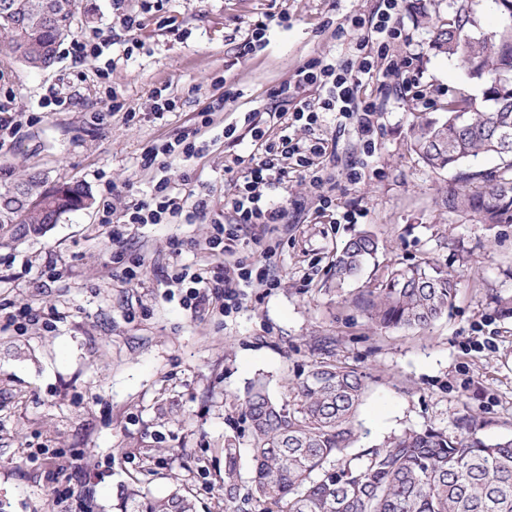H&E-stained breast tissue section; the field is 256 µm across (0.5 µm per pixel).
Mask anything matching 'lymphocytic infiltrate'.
Masks as SVG:
<instances>
[{
  "mask_svg": "<svg viewBox=\"0 0 512 512\" xmlns=\"http://www.w3.org/2000/svg\"><path fill=\"white\" fill-rule=\"evenodd\" d=\"M399 0H381L378 9L365 20H355L358 28H367L366 38L357 40L352 50L358 53V65L340 64L335 58L322 56L306 62L293 79L272 88L268 97L273 103L268 116L279 127L278 139L266 141L254 114H246L244 123L258 145L246 171L228 165L224 174L234 187L231 198L232 223L226 224L210 210L206 191L189 186L185 191L174 190L164 173L170 160L184 162L200 157L206 146L200 136L203 128L212 123L211 109H203L200 125L182 131L175 138L153 143L141 155L142 170H155L159 179L153 180L148 193L131 200L122 215H115L111 205H104L100 221L109 227V238L114 247L107 254V261L122 266L126 276L141 275L145 259L122 250L120 243L129 226L135 224H197L207 223L213 228L206 245L217 265L198 271L182 270L173 275V282L182 288L180 303L185 309L197 311L212 303L229 311L240 307L246 288L254 281L267 279V271H253L252 267L237 262L235 256L241 243L244 228L257 224H285L289 221L287 203L272 204L271 192L286 189L287 165L308 167L312 170L313 184L319 190L317 196L320 211H332L334 201L323 194L327 174L326 163L334 154L326 140L303 139L298 128H311L331 114L337 120L355 124L365 147H372L376 129L378 107L375 101L360 97V89L369 82L396 79L399 90L408 92L415 86L410 59L394 60L389 56L391 44L402 37V25L398 10ZM376 45V53H368V45ZM386 59L384 69H376L374 57ZM315 87L318 98L304 96L306 87Z\"/></svg>",
  "mask_w": 512,
  "mask_h": 512,
  "instance_id": "lymphocytic-infiltrate-1",
  "label": "lymphocytic infiltrate"
}]
</instances>
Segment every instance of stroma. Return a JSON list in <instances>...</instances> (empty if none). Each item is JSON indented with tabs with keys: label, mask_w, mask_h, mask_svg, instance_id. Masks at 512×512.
I'll return each instance as SVG.
<instances>
[{
	"label": "stroma",
	"mask_w": 512,
	"mask_h": 512,
	"mask_svg": "<svg viewBox=\"0 0 512 512\" xmlns=\"http://www.w3.org/2000/svg\"><path fill=\"white\" fill-rule=\"evenodd\" d=\"M414 2H400L410 41L390 53L412 57L417 88L405 96L375 81L361 91L380 105L372 157L364 158L353 125L339 127L329 116L316 131L339 158L328 193L341 210L357 212L356 223H329L308 175L290 172L287 194L270 199L293 202V222L261 230L276 250L267 263L272 283L247 289L242 306L228 313L215 306L194 313L167 297L172 266L211 263L201 248L209 225L136 226L126 249L145 256L146 269L129 280L104 264L103 201L119 211L147 189L143 148L194 126L228 85L240 95L219 124L203 129V156L172 162L166 176L178 188L192 171L213 211L231 215L224 163L256 147L248 137L225 147L223 125L268 108V89L308 59L346 57L351 18L368 16L380 0H82L90 20L75 33L102 40L93 65H75L64 45L45 71L0 57V99L12 94L14 109L38 117L0 156V187L42 171L53 183L82 184L94 198L93 207L46 230H0V255L16 258L0 266V512H115L122 485L134 478L150 497L181 490L197 512H271L250 482L248 389L261 378L275 399L291 400L292 387L321 360L364 377L354 454L385 447L408 429L456 433L465 416L482 421L485 439L512 436V315L499 306L512 299V224L447 212L440 197L455 171L430 169L409 143L419 112H441L456 89L482 97L485 86L469 80L459 61L429 51L431 34L416 24ZM283 12L289 26L270 25L266 45L239 57L252 22ZM134 13L143 27L125 31L121 19ZM53 88L72 105L44 111ZM157 88L176 102L160 117L151 110ZM111 96L122 107L98 123ZM362 159V179L351 183L346 166ZM362 230L376 235L380 250L358 278L337 286L336 254ZM173 236L191 243L178 259L167 247ZM424 262L458 278L448 313L424 330L376 328L358 297L391 268ZM26 306L50 320L8 325L7 313ZM228 444L239 452L240 472L230 501Z\"/></svg>",
	"instance_id": "obj_1"
}]
</instances>
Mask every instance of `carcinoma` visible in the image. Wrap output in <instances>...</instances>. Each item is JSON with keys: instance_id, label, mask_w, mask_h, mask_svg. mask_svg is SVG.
<instances>
[{"instance_id": "obj_1", "label": "carcinoma", "mask_w": 512, "mask_h": 512, "mask_svg": "<svg viewBox=\"0 0 512 512\" xmlns=\"http://www.w3.org/2000/svg\"><path fill=\"white\" fill-rule=\"evenodd\" d=\"M13 15L0 14V55L33 70L50 67L57 47L73 33L78 0H10ZM479 0H453L447 22L433 17L416 0L419 23L432 28L429 48L460 60L468 79L486 82L483 104L470 94L448 99L445 116L421 115L411 128V146L434 170L457 169L480 154H494L489 172H459L470 189L448 191L441 205L466 211L482 224H512V24L490 34L471 32ZM36 197L45 189L39 171L21 180ZM93 205L77 183L62 182L50 206L14 208L0 202L5 224H48ZM379 242L361 232L336 257V281L357 278L376 256ZM457 278L421 265L390 271L381 287L366 291L363 305L381 329H423L447 311ZM363 376L329 361L312 364L293 387V404L271 397L266 382H253L245 402L251 423L252 484L256 497L275 512H512V437L488 442L474 417L449 435L432 427L409 430L389 446L354 463L355 417L365 393ZM237 452L224 447V496L234 498ZM117 512H194L190 498L174 490L148 498L135 489L118 495Z\"/></svg>"}]
</instances>
